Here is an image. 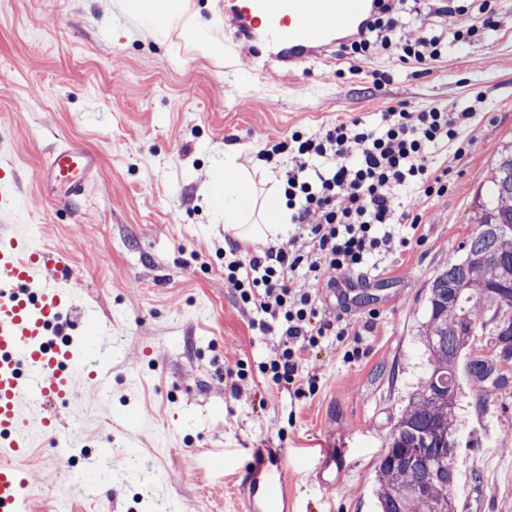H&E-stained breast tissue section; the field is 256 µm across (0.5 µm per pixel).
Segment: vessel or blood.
Instances as JSON below:
<instances>
[{
  "label": "vessel or blood",
  "instance_id": "obj_1",
  "mask_svg": "<svg viewBox=\"0 0 512 512\" xmlns=\"http://www.w3.org/2000/svg\"><path fill=\"white\" fill-rule=\"evenodd\" d=\"M372 0H224L223 41L215 52L246 63L257 75L294 73L311 57L342 54L358 38ZM98 168L95 154L74 144L50 150L41 184L57 200L85 195ZM77 296L67 267L32 245L20 225L0 232V512H33L29 478L17 461L38 435L52 434L71 447L75 429L61 428L45 409L48 400L71 403L81 381L99 392L112 380V342L94 328V349L63 330ZM240 512H290L288 460L283 449L260 448L236 484Z\"/></svg>",
  "mask_w": 512,
  "mask_h": 512
}]
</instances>
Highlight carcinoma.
<instances>
[{
  "label": "carcinoma",
  "mask_w": 512,
  "mask_h": 512,
  "mask_svg": "<svg viewBox=\"0 0 512 512\" xmlns=\"http://www.w3.org/2000/svg\"><path fill=\"white\" fill-rule=\"evenodd\" d=\"M471 234L459 244L461 256L429 286L422 339L430 370L397 419L388 449L379 461V512H456L454 456L446 448L413 453L396 438L421 433L448 435L459 430V372L481 390L485 407L494 390L512 384V362L499 365L501 343L512 341V144L491 163L487 188L474 198ZM485 336L477 349L475 337Z\"/></svg>",
  "instance_id": "obj_1"
}]
</instances>
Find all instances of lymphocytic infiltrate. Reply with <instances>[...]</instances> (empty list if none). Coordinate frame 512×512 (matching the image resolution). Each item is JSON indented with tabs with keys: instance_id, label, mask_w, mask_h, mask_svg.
<instances>
[{
	"instance_id": "obj_1",
	"label": "lymphocytic infiltrate",
	"mask_w": 512,
	"mask_h": 512,
	"mask_svg": "<svg viewBox=\"0 0 512 512\" xmlns=\"http://www.w3.org/2000/svg\"><path fill=\"white\" fill-rule=\"evenodd\" d=\"M406 2L392 0L375 14L350 45L347 58L368 57L381 49L400 63L426 66L441 58L445 42L463 43L479 32L470 22L468 6L445 4L438 8L445 30L424 36L406 22ZM473 118L469 108L451 112L429 105L406 112L391 107L376 128L355 119L317 134L263 135L264 161L273 162L289 150L300 158L283 182L295 230L257 252L232 246L224 258L225 284L260 314V332L277 340L273 357L259 364L260 373L294 386L303 397L319 388L308 363L325 337L342 344L344 362L363 356V348L349 344L348 326L320 319L317 296L297 287L298 274L307 272L315 282L332 286L343 275L364 269L376 255L419 244L426 202L447 195L451 186L450 170L436 166L435 158L449 148L463 155L476 147ZM310 159L320 162L312 172L306 165ZM404 187L415 191L407 209L399 196Z\"/></svg>"
}]
</instances>
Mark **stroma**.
Instances as JSON below:
<instances>
[{
  "instance_id": "35a3bbf8",
  "label": "stroma",
  "mask_w": 512,
  "mask_h": 512,
  "mask_svg": "<svg viewBox=\"0 0 512 512\" xmlns=\"http://www.w3.org/2000/svg\"><path fill=\"white\" fill-rule=\"evenodd\" d=\"M496 30L452 44L429 69L386 53L329 64L312 60L294 79L225 68L179 25L132 11L130 0H0V168L20 201L9 224L28 225L37 246L62 258L117 344L107 395L80 388L53 403L59 426L79 420L72 448L51 435L25 461L35 512H235L230 472L257 448L288 453L301 512H377L376 466L409 394L424 377L420 339L428 287L459 257L488 165L512 141V0H493ZM386 72L376 83L372 71ZM474 106L484 142L443 152L448 195L433 201L422 243L376 257L374 266L320 295L364 339L347 363L327 337L309 365L316 394L256 373L236 392L238 362L272 353L255 310L224 284V158L277 192L280 167L259 161V135L321 131L338 120L380 124L388 107ZM95 152L100 172L84 197L58 202L37 181L49 148ZM465 385L457 434V512H512V388L487 407ZM334 449L340 487L316 480ZM94 483L96 498L81 497Z\"/></svg>"
}]
</instances>
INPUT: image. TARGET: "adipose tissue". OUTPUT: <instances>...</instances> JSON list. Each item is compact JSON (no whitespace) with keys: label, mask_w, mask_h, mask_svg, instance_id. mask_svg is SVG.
Segmentation results:
<instances>
[{"label":"adipose tissue","mask_w":512,"mask_h":512,"mask_svg":"<svg viewBox=\"0 0 512 512\" xmlns=\"http://www.w3.org/2000/svg\"><path fill=\"white\" fill-rule=\"evenodd\" d=\"M224 230L242 242H273L285 235L289 217L286 202L276 210L260 203L259 195L246 169L233 159H225Z\"/></svg>","instance_id":"1"}]
</instances>
